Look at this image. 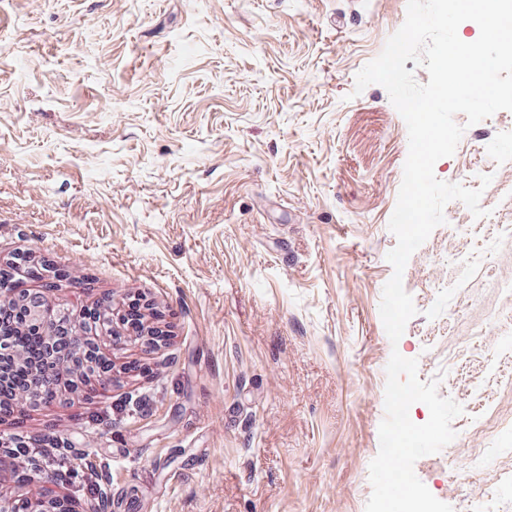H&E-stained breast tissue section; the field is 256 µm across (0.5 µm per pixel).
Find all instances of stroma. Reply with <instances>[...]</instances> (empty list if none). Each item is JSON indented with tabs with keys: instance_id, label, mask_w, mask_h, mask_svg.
<instances>
[{
	"instance_id": "1",
	"label": "stroma",
	"mask_w": 512,
	"mask_h": 512,
	"mask_svg": "<svg viewBox=\"0 0 512 512\" xmlns=\"http://www.w3.org/2000/svg\"><path fill=\"white\" fill-rule=\"evenodd\" d=\"M407 0H0V256L75 271L53 299H144L151 345L102 341L111 380L0 420L11 503L85 512L94 463L112 512H365L392 351L463 408L414 471L512 512V111L439 159L490 176L410 257L417 313L380 316L408 130L357 73ZM137 372H128V365Z\"/></svg>"
}]
</instances>
